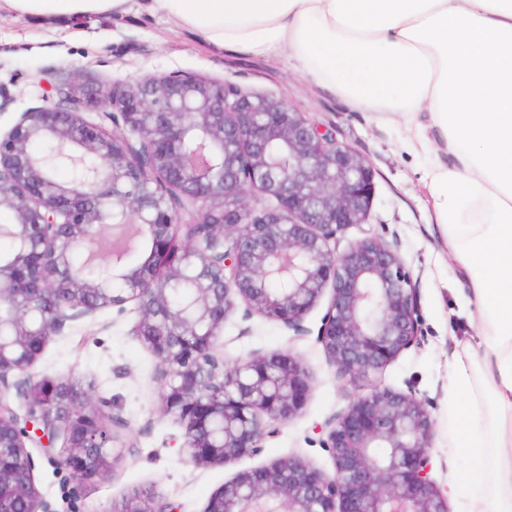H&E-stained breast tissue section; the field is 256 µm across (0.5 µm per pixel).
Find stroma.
Instances as JSON below:
<instances>
[{
  "label": "stroma",
  "mask_w": 512,
  "mask_h": 512,
  "mask_svg": "<svg viewBox=\"0 0 512 512\" xmlns=\"http://www.w3.org/2000/svg\"><path fill=\"white\" fill-rule=\"evenodd\" d=\"M169 71L193 72L285 100L315 122L335 127L339 142L360 152L375 170V194L361 224L339 237L337 251L367 237L395 244L419 288L424 341L403 352L380 373L351 382L338 377L312 335L294 338L278 322L262 316L242 320L232 314L224 325V358L232 363L255 352L289 351L310 376L304 406L261 454L231 467H197L180 452L183 429L163 413L157 360L133 336L135 310L105 309L52 337L34 366L37 377L70 378L104 402L106 415L128 424L112 443L119 461L113 477L86 483L73 493L69 470L57 468L54 452L33 449L34 479L51 512H112L146 492L180 505L181 512H204L209 498L235 472L271 461L300 457L324 472L334 465L319 443L318 429L351 399L374 388L415 390L428 402L435 423L430 448L432 477L448 487V361L473 343L475 328L459 292V274L448 263L424 173L427 153L405 126L376 112L320 93L299 71L287 50L266 56H227L162 15L131 7L117 19L87 21L59 32L35 21L0 14V89L12 102L0 112L6 133L21 112L37 105L35 78H67L94 90L112 79Z\"/></svg>",
  "instance_id": "35a3bbf8"
}]
</instances>
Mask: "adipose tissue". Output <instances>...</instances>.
Returning <instances> with one entry per match:
<instances>
[{
	"label": "adipose tissue",
	"mask_w": 512,
	"mask_h": 512,
	"mask_svg": "<svg viewBox=\"0 0 512 512\" xmlns=\"http://www.w3.org/2000/svg\"><path fill=\"white\" fill-rule=\"evenodd\" d=\"M129 0H0L56 28ZM213 49L287 50L315 87L432 132L428 188L477 343L448 364V486L462 512H512V0H139ZM469 462L460 469L457 457Z\"/></svg>",
	"instance_id": "ef3b65f1"
}]
</instances>
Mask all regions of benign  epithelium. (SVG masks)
<instances>
[{
	"label": "benign epithelium",
	"mask_w": 512,
	"mask_h": 512,
	"mask_svg": "<svg viewBox=\"0 0 512 512\" xmlns=\"http://www.w3.org/2000/svg\"><path fill=\"white\" fill-rule=\"evenodd\" d=\"M0 136V228L15 244L0 260V512H50L29 446L60 447L55 462L75 488L113 473L114 429L92 394L69 379H38L32 367L72 322L135 305L132 332L158 361L162 410L184 428L196 465L255 456L303 407L308 376L288 351L224 361L219 340L236 302L295 337L324 290L331 298L316 341L343 378L380 373L424 339L419 288L395 246L381 238L331 247L364 221L375 172L364 156L284 100L187 72L116 78L90 94L65 80ZM101 110L112 130L89 127ZM48 140L81 175L61 183L35 146ZM259 192L273 201L261 209ZM138 225L148 255L112 257V275L76 269L78 249L104 224ZM189 290L176 308L171 290ZM16 391L19 414L5 401ZM325 473L300 457L237 472L204 512H449L431 477L434 424L413 390L377 387L325 423ZM149 495L117 512H175Z\"/></svg>",
	"instance_id": "benign-epithelium-1"
}]
</instances>
